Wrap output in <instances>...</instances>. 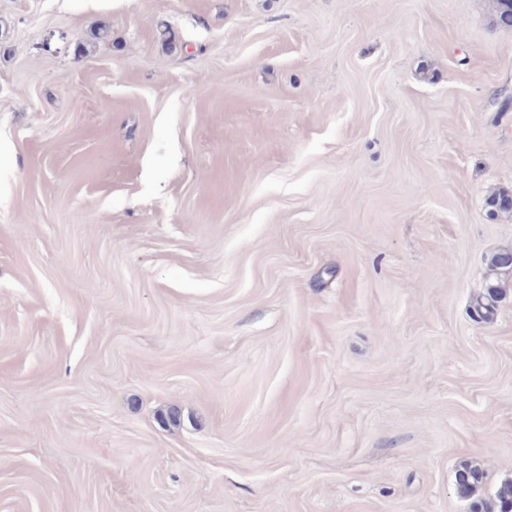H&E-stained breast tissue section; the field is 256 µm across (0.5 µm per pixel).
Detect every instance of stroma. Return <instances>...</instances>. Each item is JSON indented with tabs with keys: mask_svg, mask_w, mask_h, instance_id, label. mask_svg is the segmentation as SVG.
I'll return each mask as SVG.
<instances>
[{
	"mask_svg": "<svg viewBox=\"0 0 512 512\" xmlns=\"http://www.w3.org/2000/svg\"><path fill=\"white\" fill-rule=\"evenodd\" d=\"M509 94L494 0H0V512L512 478ZM500 293L501 291L497 284L489 283L486 286V292L474 303L472 310L473 318L481 322L492 320L496 313V303Z\"/></svg>",
	"mask_w": 512,
	"mask_h": 512,
	"instance_id": "35a3bbf8",
	"label": "stroma"
}]
</instances>
